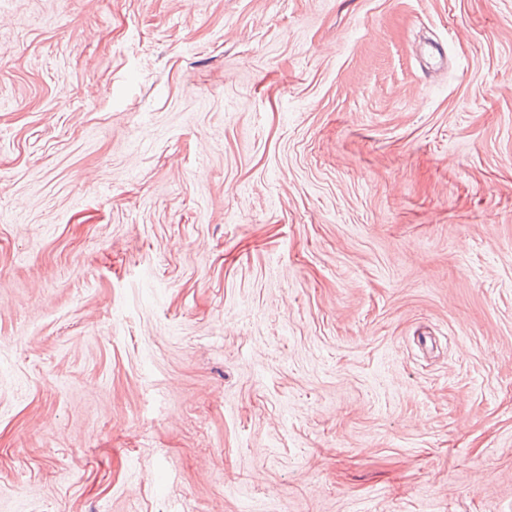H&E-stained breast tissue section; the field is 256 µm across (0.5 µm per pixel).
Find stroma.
I'll use <instances>...</instances> for the list:
<instances>
[{
  "label": "stroma",
  "instance_id": "35a3bbf8",
  "mask_svg": "<svg viewBox=\"0 0 512 512\" xmlns=\"http://www.w3.org/2000/svg\"><path fill=\"white\" fill-rule=\"evenodd\" d=\"M0 512H512V0H0Z\"/></svg>",
  "mask_w": 512,
  "mask_h": 512
}]
</instances>
